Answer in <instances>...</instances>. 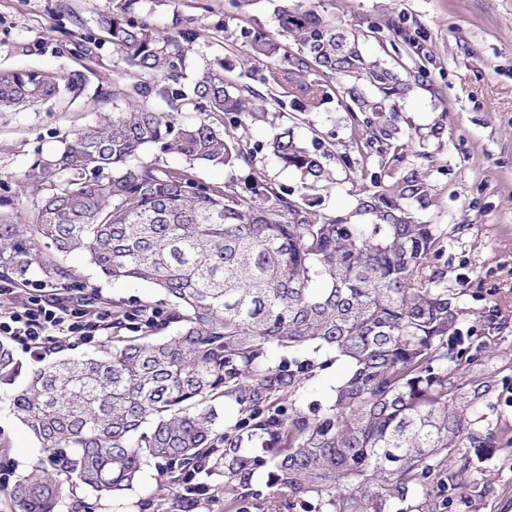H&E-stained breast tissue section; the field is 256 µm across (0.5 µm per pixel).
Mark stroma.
Listing matches in <instances>:
<instances>
[{"mask_svg": "<svg viewBox=\"0 0 512 512\" xmlns=\"http://www.w3.org/2000/svg\"><path fill=\"white\" fill-rule=\"evenodd\" d=\"M277 4L251 0L241 9L235 0H140L135 17L159 29L181 21L198 31L183 88L224 59L236 61L228 77L243 85L244 48L235 37L244 26L276 31ZM108 6L109 0H0V70H42L65 80L76 75L83 83L79 96L0 112V213L33 223L35 201L22 184L24 172L38 155L56 151L65 131L99 120L97 99L111 90L113 76L132 77L99 29ZM324 7L344 27L362 33L361 47L373 57L393 55L387 38L366 34L387 18L400 19L409 34L423 38L427 75L399 102L400 131L415 136L405 164L422 168L433 188L431 206L417 216L445 234L448 288L464 313L460 329L471 343L464 393L482 417L476 430L499 438L487 462L485 492L453 502L446 512H512V0H324ZM88 33L99 39L91 55L82 46ZM287 128L311 147L341 143L350 134L346 114L334 102L308 113L271 112L249 122L256 145L251 162L226 168L198 164L191 169L193 179L202 187L229 185L242 192L258 170L303 198L301 174L284 167L268 147ZM426 152L433 162L423 161ZM364 163L356 154L347 164L327 158L334 182L320 194L319 213L351 211ZM63 263L100 304L119 303L129 311L144 304L164 311L171 306L156 286L107 278L84 256L70 255ZM346 373L340 361L317 370L299 390V406L308 412L329 404ZM24 383L20 377L15 385H0V512H9L8 486L42 459L37 441L9 405ZM156 479V467L146 466L133 491L100 500L97 512H158Z\"/></svg>", "mask_w": 512, "mask_h": 512, "instance_id": "1", "label": "stroma"}]
</instances>
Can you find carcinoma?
Segmentation results:
<instances>
[{
	"instance_id": "carcinoma-1",
	"label": "carcinoma",
	"mask_w": 512,
	"mask_h": 512,
	"mask_svg": "<svg viewBox=\"0 0 512 512\" xmlns=\"http://www.w3.org/2000/svg\"><path fill=\"white\" fill-rule=\"evenodd\" d=\"M140 0H117L100 23L129 68L112 79V98H137L121 112L71 130L58 151L39 155L24 172L37 198L33 224L0 215V266L24 286L36 271L66 285L72 269L59 257L78 253L114 280L146 282L173 302L159 339L152 306H143V335L131 339L122 311L100 355L70 358L31 372L11 400L38 442L42 467L8 490L11 512H95L117 498L155 462L163 512L196 506L190 490L203 473L221 482L213 496L233 512L258 468L268 464L269 499L283 495L317 512H440L460 495L483 493V448L476 410L463 401L460 336L463 311L453 302L439 261L445 234L412 209L431 205L426 173L400 165L409 147L397 142L396 101L421 79L422 65L367 57L360 34L317 6H278L279 30L244 27L240 38L254 81L264 91L225 79L228 60L176 88L197 32L177 23L159 31L134 20ZM58 76L39 70L0 71V109L58 96ZM344 102L350 136L336 150H310L288 128L269 148L315 190L333 181L323 159L379 154L378 170L361 172L352 211L370 222L328 218L299 204L254 171L248 193L202 188L189 169L142 161L153 147L189 165L251 161L244 135L216 120L245 119L292 105L313 112ZM204 103L188 124L174 111ZM327 349L348 366L329 405L288 414L273 400L292 401L307 371L274 364L271 352ZM21 374L11 346L0 341V384ZM228 398L242 413L234 432L216 427L213 401ZM261 440L270 458L244 447ZM477 446L475 456L463 452ZM459 460L457 470L448 463ZM85 495L78 497L74 490Z\"/></svg>"
}]
</instances>
